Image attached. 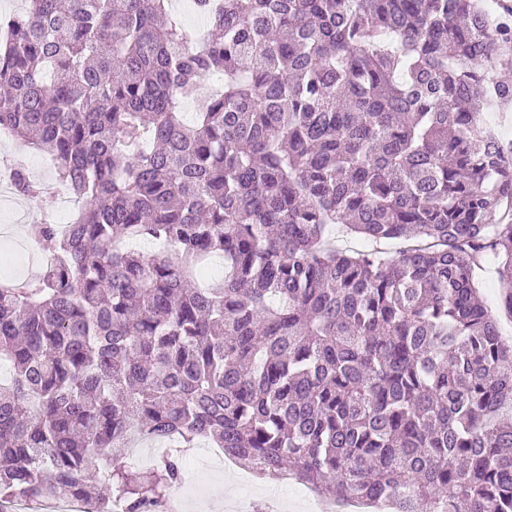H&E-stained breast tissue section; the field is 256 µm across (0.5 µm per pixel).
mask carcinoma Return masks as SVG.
<instances>
[{"mask_svg": "<svg viewBox=\"0 0 512 512\" xmlns=\"http://www.w3.org/2000/svg\"><path fill=\"white\" fill-rule=\"evenodd\" d=\"M31 0L0 18V127L84 207L0 279V512H157L207 440L390 512H512V18L482 0ZM192 124L182 98L205 87ZM22 197L42 188L13 171ZM340 226L363 243L336 245ZM402 242L391 255L384 246ZM153 243L145 251L131 244ZM224 276L200 283L211 256ZM176 441L154 472L131 436ZM482 285L484 288V299L489 309L495 312L501 320V330L506 339L512 340V322L497 312L498 282L494 267L489 265L482 273Z\"/></svg>", "mask_w": 512, "mask_h": 512, "instance_id": "1", "label": "carcinoma"}]
</instances>
